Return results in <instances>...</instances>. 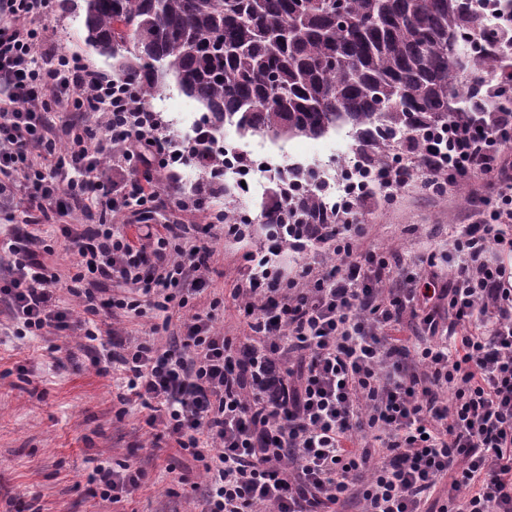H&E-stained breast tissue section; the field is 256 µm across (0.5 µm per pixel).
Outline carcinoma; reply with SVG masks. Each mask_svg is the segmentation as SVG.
Listing matches in <instances>:
<instances>
[{"label": "carcinoma", "instance_id": "cac0c4a2", "mask_svg": "<svg viewBox=\"0 0 512 512\" xmlns=\"http://www.w3.org/2000/svg\"><path fill=\"white\" fill-rule=\"evenodd\" d=\"M481 21L464 0H85L86 42L146 106L170 79L210 112V139L319 136L348 125L384 161L395 137L448 129L462 35ZM301 210L323 196L304 177Z\"/></svg>", "mask_w": 512, "mask_h": 512}]
</instances>
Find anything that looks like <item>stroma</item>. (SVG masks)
Returning <instances> with one entry per match:
<instances>
[{
	"label": "stroma",
	"mask_w": 512,
	"mask_h": 512,
	"mask_svg": "<svg viewBox=\"0 0 512 512\" xmlns=\"http://www.w3.org/2000/svg\"><path fill=\"white\" fill-rule=\"evenodd\" d=\"M45 24L47 45L55 54L79 55L88 65L107 71L110 60L99 56L85 41L84 0H52ZM152 108L167 122L171 134L185 139V130L203 107L188 97L175 81H168ZM218 140L251 160L270 164H300L321 177L334 179L345 164L357 159L360 146L350 127L319 137L274 140L262 135H240L225 126ZM176 179H161L153 221L192 224L203 228L205 212L179 208L202 172L177 166ZM248 194H239L234 180L221 178L220 190L209 205L233 208L260 221L273 194L268 173L253 171ZM468 186L452 187L447 197L429 195L420 182H411L387 203L368 200L359 213L365 226L364 245L384 256L412 258L422 252L436 255L432 274L448 279L453 251V226L478 224L483 204L468 202ZM214 252L208 284L194 302L196 311L208 309L213 298L224 301L217 331L234 341L249 334L247 319L234 287L245 265L248 244L225 245L208 235ZM12 314L0 301V512H202L205 478L194 475L195 490L170 485L165 466L173 454L169 438H156L147 425V409L120 401L123 392L115 375L99 372L76 332L65 336L19 338L12 334ZM56 353H48V346ZM126 461L140 469L141 485L120 502L111 504L88 492L86 477L97 460Z\"/></svg>",
	"instance_id": "obj_1"
}]
</instances>
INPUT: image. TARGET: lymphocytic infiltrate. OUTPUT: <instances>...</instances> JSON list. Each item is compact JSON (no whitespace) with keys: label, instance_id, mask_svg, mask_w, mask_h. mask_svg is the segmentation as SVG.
I'll use <instances>...</instances> for the list:
<instances>
[{"label":"lymphocytic infiltrate","instance_id":"lymphocytic-infiltrate-1","mask_svg":"<svg viewBox=\"0 0 512 512\" xmlns=\"http://www.w3.org/2000/svg\"><path fill=\"white\" fill-rule=\"evenodd\" d=\"M501 2L467 0L485 29L475 53L495 61V79L469 74L467 109L480 114V127L449 124L433 134L421 163L401 151L378 169L358 158L356 169L371 180L347 181L337 201L303 216L287 240L248 253L237 292L266 349L247 402L240 381L250 350L214 328L223 301L189 310L207 283L212 249L183 224L142 225L140 246L112 224L114 214L156 201L134 172L181 163L207 131L176 144L127 88L78 56L49 53L38 22L50 0H0L8 19L0 26V209H19L25 226L0 240L11 269L0 298L12 306L14 333L82 330L92 365L121 368L128 395L150 411L148 425L199 464L205 512H311L354 494L360 512H426L445 476L451 489L438 512H512V274L489 260L493 251L512 253V163L499 150L512 137V107L503 105L512 100V9ZM59 109L70 117L57 128L49 114ZM89 112L104 113V125L89 124ZM202 171L192 208L208 210L225 242L254 239L257 225L228 224L209 210L220 186L210 166ZM471 174L482 178L471 197L487 217L456 238L451 278L412 274L399 292H384L405 260L361 249L360 202H389L416 179L442 196ZM76 208L93 223H64ZM52 219L76 257L66 281L49 262L52 249L37 242L38 224ZM318 244L332 245L339 264L309 263L293 274L280 259L284 249ZM64 291L78 299L83 320L72 322ZM113 309L163 319L116 351L96 322ZM178 315L184 336L159 346L156 333ZM408 315L421 316L429 342L412 348L392 336ZM363 429L379 448L353 444ZM140 477L129 463L101 462L87 483L117 503Z\"/></svg>","mask_w":512,"mask_h":512}]
</instances>
